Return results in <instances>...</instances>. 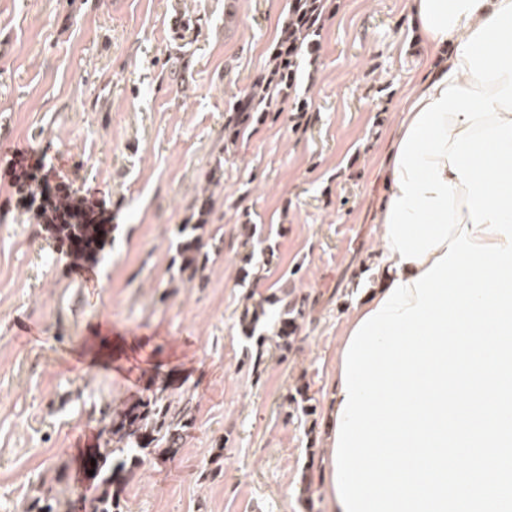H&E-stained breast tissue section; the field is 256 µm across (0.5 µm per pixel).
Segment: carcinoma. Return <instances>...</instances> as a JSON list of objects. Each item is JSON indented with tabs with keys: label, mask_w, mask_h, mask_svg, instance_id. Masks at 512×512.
<instances>
[{
	"label": "carcinoma",
	"mask_w": 512,
	"mask_h": 512,
	"mask_svg": "<svg viewBox=\"0 0 512 512\" xmlns=\"http://www.w3.org/2000/svg\"><path fill=\"white\" fill-rule=\"evenodd\" d=\"M321 7L317 0H294L285 39L301 46L312 26L310 17ZM211 211V197L198 198L200 223L182 224L178 229L179 273L190 276L204 268L206 243L200 230ZM51 234L63 245L74 239L91 243L92 250L84 254L89 261L98 258L112 235L110 224H70L49 228ZM99 442L91 458L95 459L93 483L84 493L70 490L62 472H56L54 482L61 486L55 491L48 488L33 499L26 512H74L79 504L81 512H124L123 499L112 494V485L118 479L127 485L143 461V455L155 454L173 459L182 447L183 436L194 423L191 397L175 394L169 384L153 383L142 396L128 400L118 407L107 403L99 410Z\"/></svg>",
	"instance_id": "obj_1"
}]
</instances>
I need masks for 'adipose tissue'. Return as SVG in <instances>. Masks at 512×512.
Here are the masks:
<instances>
[{
  "instance_id": "obj_1",
  "label": "adipose tissue",
  "mask_w": 512,
  "mask_h": 512,
  "mask_svg": "<svg viewBox=\"0 0 512 512\" xmlns=\"http://www.w3.org/2000/svg\"><path fill=\"white\" fill-rule=\"evenodd\" d=\"M511 1L409 0V12L418 38L427 53L436 59L437 65L431 75L415 85L407 98L397 136H404L417 113L428 103L439 99L445 87L459 85L480 90L479 80L471 74L468 60L457 56V48L493 12ZM385 238V231L380 229L376 236V249L381 256L379 285L373 288L367 303L353 308L345 324L346 331H353L361 318L376 308L393 282L413 280L424 270L422 264L401 262L398 252L387 249Z\"/></svg>"
}]
</instances>
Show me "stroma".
I'll list each match as a JSON object with an SVG mask.
<instances>
[{
    "mask_svg": "<svg viewBox=\"0 0 512 512\" xmlns=\"http://www.w3.org/2000/svg\"><path fill=\"white\" fill-rule=\"evenodd\" d=\"M290 5L0 0V139L90 190L113 226L77 263L0 177V512H24L57 469L91 484L99 407L157 380L191 396L194 426L174 459L146 457L126 512H325L336 345L379 275L377 169L431 63L407 0H331L286 99L228 141ZM207 187L209 259L181 278L176 230ZM283 294L286 341L269 302Z\"/></svg>",
    "mask_w": 512,
    "mask_h": 512,
    "instance_id": "1",
    "label": "stroma"
}]
</instances>
